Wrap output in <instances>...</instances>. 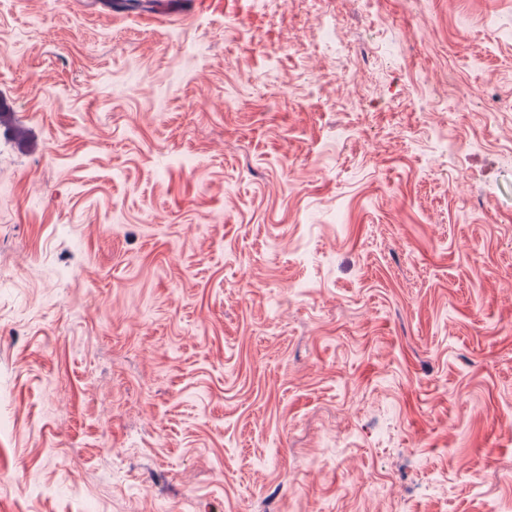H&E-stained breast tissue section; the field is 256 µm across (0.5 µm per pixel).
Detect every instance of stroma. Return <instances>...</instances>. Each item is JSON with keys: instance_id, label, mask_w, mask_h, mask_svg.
Here are the masks:
<instances>
[{"instance_id": "1", "label": "stroma", "mask_w": 512, "mask_h": 512, "mask_svg": "<svg viewBox=\"0 0 512 512\" xmlns=\"http://www.w3.org/2000/svg\"><path fill=\"white\" fill-rule=\"evenodd\" d=\"M0 512H512V0H0Z\"/></svg>"}]
</instances>
